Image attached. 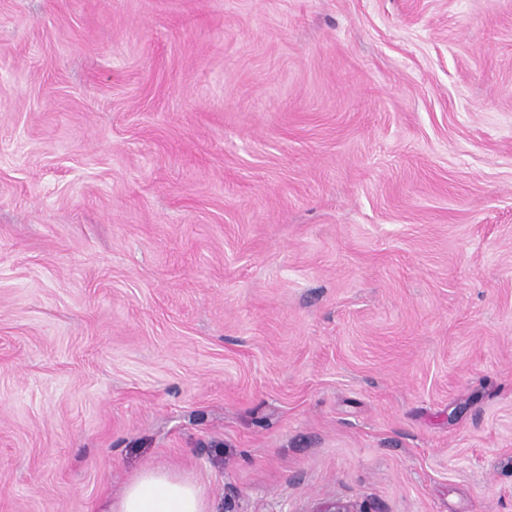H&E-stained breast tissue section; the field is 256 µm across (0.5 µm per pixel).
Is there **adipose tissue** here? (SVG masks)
Returning a JSON list of instances; mask_svg holds the SVG:
<instances>
[{
  "mask_svg": "<svg viewBox=\"0 0 512 512\" xmlns=\"http://www.w3.org/2000/svg\"><path fill=\"white\" fill-rule=\"evenodd\" d=\"M206 495L196 482L163 469L146 470L127 485L118 502L103 512H206Z\"/></svg>",
  "mask_w": 512,
  "mask_h": 512,
  "instance_id": "obj_1",
  "label": "adipose tissue"
}]
</instances>
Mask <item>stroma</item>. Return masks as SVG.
I'll use <instances>...</instances> for the list:
<instances>
[{
    "label": "stroma",
    "instance_id": "35a3bbf8",
    "mask_svg": "<svg viewBox=\"0 0 512 512\" xmlns=\"http://www.w3.org/2000/svg\"><path fill=\"white\" fill-rule=\"evenodd\" d=\"M512 512V0H0V512ZM204 489L163 469L146 470L127 485L116 503L102 512H208Z\"/></svg>",
    "mask_w": 512,
    "mask_h": 512
}]
</instances>
